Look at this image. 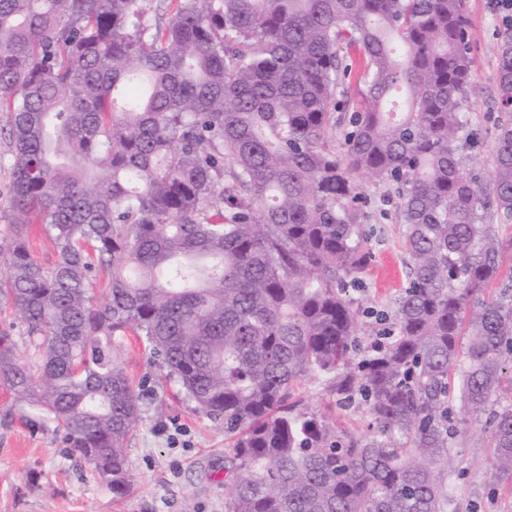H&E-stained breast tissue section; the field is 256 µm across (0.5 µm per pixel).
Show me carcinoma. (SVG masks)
I'll use <instances>...</instances> for the list:
<instances>
[{
	"instance_id": "cac0c4a2",
	"label": "carcinoma",
	"mask_w": 512,
	"mask_h": 512,
	"mask_svg": "<svg viewBox=\"0 0 512 512\" xmlns=\"http://www.w3.org/2000/svg\"><path fill=\"white\" fill-rule=\"evenodd\" d=\"M0 0V132L12 144L0 301V425L54 428L115 497L142 397V340L232 439L229 512H449L450 382L488 416L512 487V293L484 296L512 239V25L494 54L493 180L464 169L466 0ZM349 113L341 150L328 132ZM400 201L407 287L365 326L346 297L373 260L355 176ZM43 224L50 264L33 258ZM106 275V300L94 298ZM309 374L373 435L288 403ZM29 247L31 254L42 263L50 262L54 258L51 241L43 231V224H30Z\"/></svg>"
}]
</instances>
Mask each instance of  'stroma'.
Segmentation results:
<instances>
[{
  "label": "stroma",
  "instance_id": "35a3bbf8",
  "mask_svg": "<svg viewBox=\"0 0 512 512\" xmlns=\"http://www.w3.org/2000/svg\"><path fill=\"white\" fill-rule=\"evenodd\" d=\"M472 21V77L479 95L470 106L467 133L482 182L492 175L496 126L502 114L496 89L493 44L503 23L492 0H466ZM365 224L374 259L361 284L348 296L361 307L392 314L406 285L409 260L403 246L398 200L389 187L360 183ZM130 375L140 383L145 412L125 448L133 477L130 493L113 498L92 466L80 462L62 434L31 432L22 423L0 426V512H227L224 485L226 450L231 441L221 420L196 411L175 383L161 378L147 349L126 340L120 352ZM300 407L335 415L339 427L356 436L371 435L364 409L337 410L324 379L312 375L291 392ZM455 453L461 473H449L454 512H512V490L493 478V452L485 421L466 418Z\"/></svg>",
  "mask_w": 512,
  "mask_h": 512
}]
</instances>
